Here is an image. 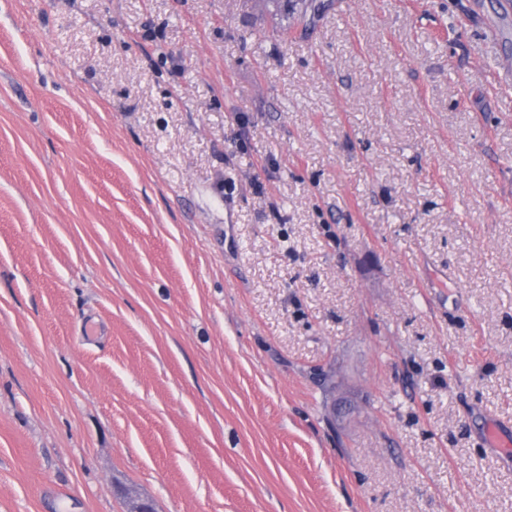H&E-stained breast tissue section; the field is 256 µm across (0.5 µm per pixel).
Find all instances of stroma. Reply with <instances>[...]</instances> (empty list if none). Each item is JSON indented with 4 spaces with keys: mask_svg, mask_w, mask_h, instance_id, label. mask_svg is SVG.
<instances>
[{
    "mask_svg": "<svg viewBox=\"0 0 512 512\" xmlns=\"http://www.w3.org/2000/svg\"><path fill=\"white\" fill-rule=\"evenodd\" d=\"M0 0V512H512V14ZM275 16L285 18L287 24L280 25L275 30L274 36L281 42L288 41V35L295 25L303 27L311 25L325 11L323 0H268ZM288 19L291 21L288 25Z\"/></svg>",
    "mask_w": 512,
    "mask_h": 512,
    "instance_id": "1",
    "label": "stroma"
}]
</instances>
